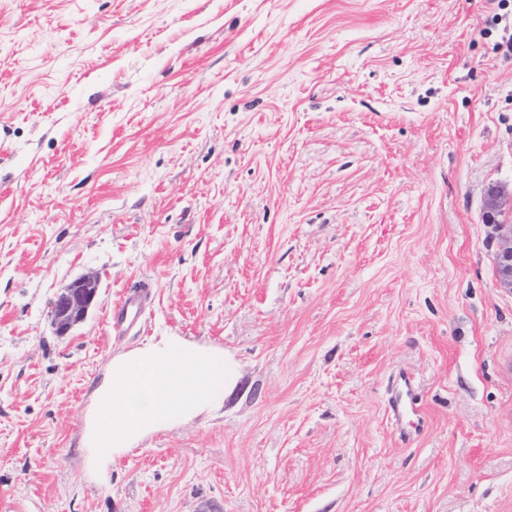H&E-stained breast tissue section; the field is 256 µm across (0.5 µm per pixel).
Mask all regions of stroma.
Listing matches in <instances>:
<instances>
[{
  "mask_svg": "<svg viewBox=\"0 0 512 512\" xmlns=\"http://www.w3.org/2000/svg\"><path fill=\"white\" fill-rule=\"evenodd\" d=\"M496 10L0 0V512H512ZM168 336L231 356L235 387L97 458L113 357ZM401 371L421 414L397 421ZM512 212V190L493 184L485 191V224H489L501 246L496 254L500 284L512 290V222L506 218ZM98 280L83 276L70 283L56 298L51 310V322L59 336H65L82 322L94 303ZM149 285L141 284L128 287L123 298L112 307L109 325L117 334H124L134 328L141 320L149 300Z\"/></svg>",
  "mask_w": 512,
  "mask_h": 512,
  "instance_id": "obj_1",
  "label": "stroma"
}]
</instances>
